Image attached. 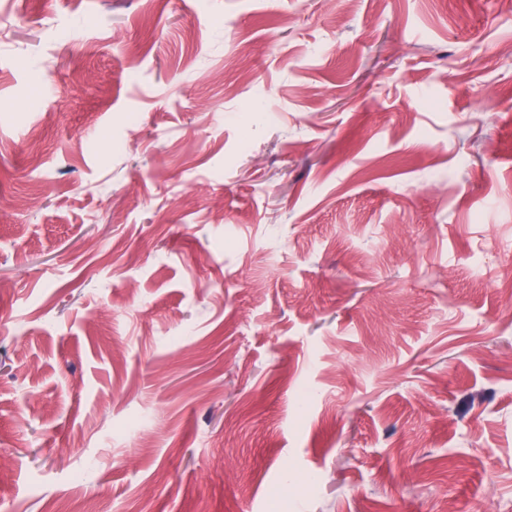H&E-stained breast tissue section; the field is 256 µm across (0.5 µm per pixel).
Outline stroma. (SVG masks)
Returning <instances> with one entry per match:
<instances>
[{"label":"stroma","instance_id":"stroma-1","mask_svg":"<svg viewBox=\"0 0 512 512\" xmlns=\"http://www.w3.org/2000/svg\"><path fill=\"white\" fill-rule=\"evenodd\" d=\"M511 284L512 0H0V512H512Z\"/></svg>","mask_w":512,"mask_h":512}]
</instances>
